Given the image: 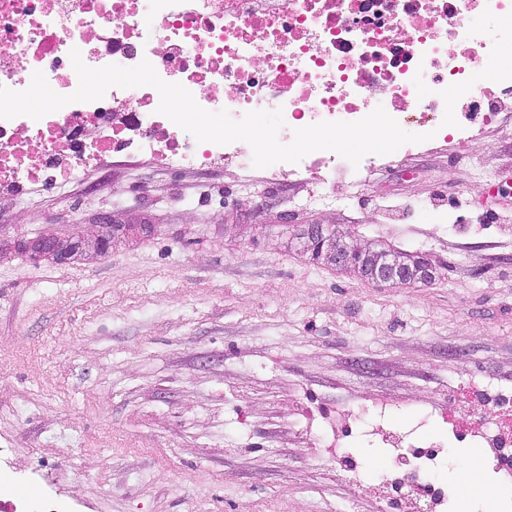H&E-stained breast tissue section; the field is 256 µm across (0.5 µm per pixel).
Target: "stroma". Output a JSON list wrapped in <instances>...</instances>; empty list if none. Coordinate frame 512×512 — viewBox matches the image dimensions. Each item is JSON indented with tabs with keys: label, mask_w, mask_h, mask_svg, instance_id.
I'll list each match as a JSON object with an SVG mask.
<instances>
[{
	"label": "stroma",
	"mask_w": 512,
	"mask_h": 512,
	"mask_svg": "<svg viewBox=\"0 0 512 512\" xmlns=\"http://www.w3.org/2000/svg\"><path fill=\"white\" fill-rule=\"evenodd\" d=\"M372 173L363 199L260 202L265 169L175 170L112 154L61 198L0 203V467L71 512H380L320 457L303 407L453 414L449 391L512 386V114ZM408 205L387 219L380 201ZM121 224L103 257L18 243ZM329 224L428 258L433 284L377 286L293 237Z\"/></svg>",
	"instance_id": "obj_1"
}]
</instances>
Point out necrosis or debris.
<instances>
[{"mask_svg":"<svg viewBox=\"0 0 512 512\" xmlns=\"http://www.w3.org/2000/svg\"><path fill=\"white\" fill-rule=\"evenodd\" d=\"M133 67L149 61L159 77L189 90L204 109L241 119L281 109V143L322 121L356 122L383 107L406 131L435 132L473 150L476 124L512 109L494 96L499 74L512 73V0H0V86L25 90L34 72L68 95L78 87L70 58ZM149 86L113 88L93 102L68 104L40 120L0 119V198L21 202L28 184L65 192L109 154L147 155L180 169L248 168L251 147L198 142L157 111ZM414 143L359 166L332 151L269 166L266 185L287 176L311 188L305 207L338 204L344 182L355 197L365 172L417 151ZM465 431L491 462L495 512H512V429L500 426L512 394L465 387L457 400ZM373 405L372 426L391 425V463L366 477L387 512H439L453 493L437 484L446 449L418 446L419 419L391 424ZM0 512H68L49 489L18 499L0 472Z\"/></svg>","mask_w":512,"mask_h":512,"instance_id":"4bbe7bcc","label":"necrosis or debris"}]
</instances>
